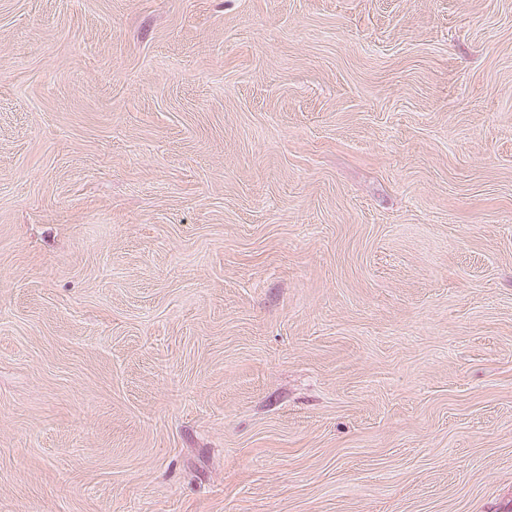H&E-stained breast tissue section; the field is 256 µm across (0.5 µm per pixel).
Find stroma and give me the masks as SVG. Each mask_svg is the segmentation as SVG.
<instances>
[{
	"instance_id": "35a3bbf8",
	"label": "stroma",
	"mask_w": 512,
	"mask_h": 512,
	"mask_svg": "<svg viewBox=\"0 0 512 512\" xmlns=\"http://www.w3.org/2000/svg\"><path fill=\"white\" fill-rule=\"evenodd\" d=\"M512 507V0H0V512Z\"/></svg>"
}]
</instances>
